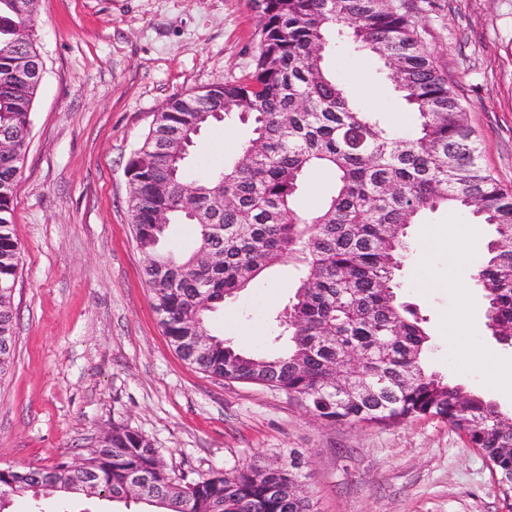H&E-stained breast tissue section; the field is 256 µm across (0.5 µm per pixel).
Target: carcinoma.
Here are the masks:
<instances>
[{
  "label": "carcinoma",
  "mask_w": 512,
  "mask_h": 512,
  "mask_svg": "<svg viewBox=\"0 0 512 512\" xmlns=\"http://www.w3.org/2000/svg\"><path fill=\"white\" fill-rule=\"evenodd\" d=\"M0 0V136L17 139L0 155V378L16 345L14 295L21 245L14 201L28 147L25 132L38 78L36 40L14 42L36 19ZM262 24L252 72L172 97L155 114L128 167L129 208L138 249L150 256L145 282L164 335L178 356L202 372L282 391L319 418L362 427L438 418L480 450L503 495L512 493V419L489 400L428 371L426 319L397 301L407 228L426 210L464 208L494 229L490 258L474 280L484 291L486 327L512 346V192L482 165L479 141L421 40L412 0H257ZM345 38L379 59L388 79L417 115L410 132L383 127L336 82L328 60ZM237 114L251 121L241 143L207 179H185V163L202 130ZM166 125L185 142L181 154L158 151L153 133ZM331 171L323 206H296L305 177ZM165 213L167 224L155 223ZM171 224H191L188 253L164 251ZM207 254L210 262L201 263ZM293 262L301 276L275 317L288 346L246 354L211 333L209 313L263 271ZM211 337L207 354L184 338ZM361 362L367 395L339 393L352 356ZM96 478L81 484L61 460L30 468L21 480L0 478L8 495L0 512L23 500L27 512H72L87 502L130 498L152 512H314L301 463L235 466L188 483L170 476L153 442L122 425L87 448Z\"/></svg>",
  "instance_id": "cac0c4a2"
}]
</instances>
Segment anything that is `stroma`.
I'll return each instance as SVG.
<instances>
[{
	"label": "stroma",
	"mask_w": 512,
	"mask_h": 512,
	"mask_svg": "<svg viewBox=\"0 0 512 512\" xmlns=\"http://www.w3.org/2000/svg\"><path fill=\"white\" fill-rule=\"evenodd\" d=\"M414 5L484 166L512 190V0ZM259 24L253 0H38L45 73L15 200L22 260L16 355L0 379V467L83 457L116 423L148 436L170 474L189 480L296 452L316 512H511L483 455L447 422L327 423L284 392L209 376L164 335L126 167L171 97L253 70ZM331 68L383 124L412 126L373 57L347 51ZM251 135L235 116L204 131L214 149L189 156L188 179L223 163L225 141ZM491 236L468 210L424 212L407 230L398 298L426 320L429 368L512 418V347L487 331L472 280ZM298 276L290 262L270 268L211 313V331L247 353L275 350L271 319Z\"/></svg>",
	"instance_id": "obj_1"
}]
</instances>
